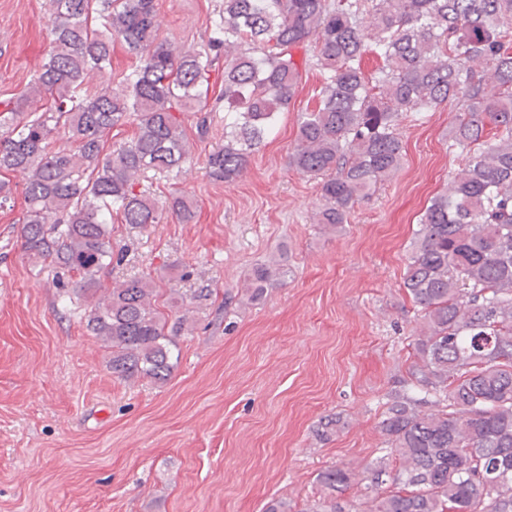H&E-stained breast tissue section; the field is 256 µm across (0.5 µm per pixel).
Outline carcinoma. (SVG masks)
<instances>
[{
	"instance_id": "1",
	"label": "carcinoma",
	"mask_w": 512,
	"mask_h": 512,
	"mask_svg": "<svg viewBox=\"0 0 512 512\" xmlns=\"http://www.w3.org/2000/svg\"><path fill=\"white\" fill-rule=\"evenodd\" d=\"M49 2L51 51L23 94L0 101V170L26 174L24 249L76 278L86 327L111 349L120 381L167 382L188 315L169 321L149 276L103 286L104 270L125 257L108 217L160 222L155 200L135 188L189 159L176 112L206 110L221 51L235 54L224 55V146L208 155L207 173L232 183L288 111L294 50L313 44L323 82L299 115L289 163L320 180L326 232L341 231L399 169L402 117L460 103L453 132L465 164L423 210L403 277L421 324L408 378L378 422L395 467L374 471L365 490L377 495L350 509L338 495L356 471L334 464L305 508L273 498L265 512H512V0H224L206 51L159 40L155 0ZM114 40L137 65L124 89L90 93L87 75L108 73ZM368 56L379 61L369 74ZM128 122L134 137L102 155L104 135ZM61 134L71 147H54ZM167 208L194 217L184 194ZM287 277L282 258L254 267L243 294L224 292V313L240 297L262 303ZM341 424L327 416L317 435L328 440Z\"/></svg>"
}]
</instances>
